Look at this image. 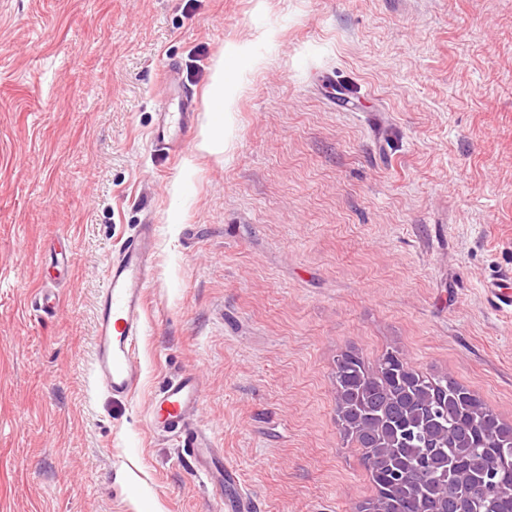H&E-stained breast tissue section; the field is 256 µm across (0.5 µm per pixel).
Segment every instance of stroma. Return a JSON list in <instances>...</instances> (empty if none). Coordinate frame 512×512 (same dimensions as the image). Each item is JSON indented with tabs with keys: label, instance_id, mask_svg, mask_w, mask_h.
<instances>
[{
	"label": "stroma",
	"instance_id": "35a3bbf8",
	"mask_svg": "<svg viewBox=\"0 0 512 512\" xmlns=\"http://www.w3.org/2000/svg\"><path fill=\"white\" fill-rule=\"evenodd\" d=\"M167 69L197 112L178 156L153 139ZM143 224L141 377L115 395L95 301ZM493 286L512 292V0H0V512H226L238 489L249 512H358L376 490L337 357L400 350L512 422ZM188 373L205 474L151 425ZM211 99L213 102V107H216V111L218 113L215 116V119L218 123V126L215 127L211 142L209 146L217 145L221 142L224 133V69L222 68L218 73L211 92Z\"/></svg>",
	"mask_w": 512,
	"mask_h": 512
}]
</instances>
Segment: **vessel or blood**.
<instances>
[{"instance_id":"vessel-or-blood-1","label":"vessel or blood","mask_w":512,"mask_h":512,"mask_svg":"<svg viewBox=\"0 0 512 512\" xmlns=\"http://www.w3.org/2000/svg\"><path fill=\"white\" fill-rule=\"evenodd\" d=\"M194 123V113L186 110L161 113L154 140L167 150L184 151ZM155 244L152 227H145L125 240L105 270L97 305L93 373L98 383L115 394L131 393L140 379L136 345L143 330L145 291ZM200 400L198 380L185 375L167 383L155 395L152 408L163 420V432L183 439L185 452L202 467L212 448L207 437L190 424V415Z\"/></svg>"}]
</instances>
